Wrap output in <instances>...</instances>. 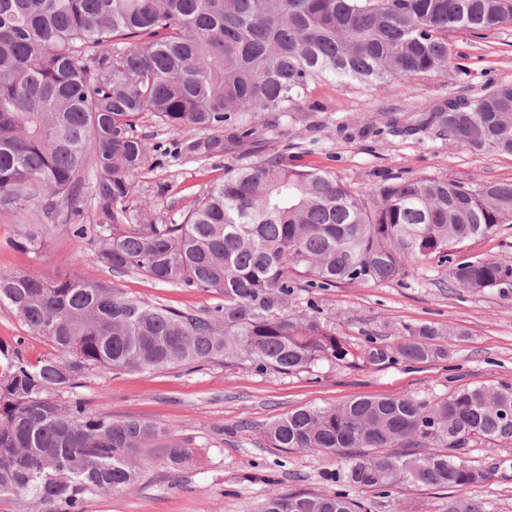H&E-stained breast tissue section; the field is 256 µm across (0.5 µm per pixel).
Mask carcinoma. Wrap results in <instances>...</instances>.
<instances>
[{
  "instance_id": "obj_1",
  "label": "carcinoma",
  "mask_w": 512,
  "mask_h": 512,
  "mask_svg": "<svg viewBox=\"0 0 512 512\" xmlns=\"http://www.w3.org/2000/svg\"><path fill=\"white\" fill-rule=\"evenodd\" d=\"M508 24L512 0H0V212L24 228L10 244L36 249L65 224L99 245L115 278L136 271L224 297L199 315L144 302L113 281L0 274V305L55 349L30 364L0 344V499L84 512L89 498L138 483L139 450L168 430L61 400L94 370L243 361L291 374L350 363L356 353L316 307L289 309L300 276L310 288L382 283L436 259L448 262L456 288L512 286L510 265L451 258L512 222V182L418 177L358 189L279 152L227 171L180 224H157L130 205L150 159L166 153L138 132L145 113L173 133L211 132L183 146L206 161L252 136L241 114L293 112L309 85L328 77L376 89L446 76L456 68L449 31ZM390 123L410 135L434 126L473 154L512 155V85L429 113H394ZM455 337L408 325L399 342L364 354L374 364L392 354L445 359ZM266 436L275 448L348 459L327 481L383 495L402 483L451 488L444 512H483L468 489L486 473L467 455L479 440L512 444V383H475L432 404L400 396L305 407L272 421ZM258 512L369 508L344 491L271 493Z\"/></svg>"
}]
</instances>
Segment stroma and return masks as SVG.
<instances>
[{"label": "stroma", "mask_w": 512, "mask_h": 512, "mask_svg": "<svg viewBox=\"0 0 512 512\" xmlns=\"http://www.w3.org/2000/svg\"><path fill=\"white\" fill-rule=\"evenodd\" d=\"M448 40L461 56L452 76L395 79L379 89L329 79L310 85L302 106L269 122L250 112L251 140L232 145L206 162L182 157L148 167L137 179L131 206L157 202V223L181 222L198 196L220 183L227 170L267 154L288 151L295 163L321 167L355 186H377L397 179L448 177L483 184L512 181V156L488 150L474 155L428 133L406 137L387 127L394 112H427L442 100L512 83V26L479 38L454 30ZM14 215H0V274L25 272L59 277L110 279L94 245H76L63 225H55L40 251L9 247L17 234ZM457 260L491 258L512 265V224L469 240ZM118 283L129 295L183 311L215 306L217 294L173 288L131 273ZM316 304L322 321L352 343L354 365L318 363L294 374L260 372L247 363H210L152 372L102 370L75 388L88 409L115 418H137L169 427L170 435L142 449L148 462L141 481L125 493L87 500L86 512H256L268 494L330 493L335 484L325 472L344 459L316 451L272 447L267 425L300 407L343 404L358 396H404L437 401L480 382H512V288L467 292L448 286V266L432 262L407 276L384 283H343L305 288L291 300L293 309ZM433 323L460 337L447 358L426 363L401 359L371 363L362 357L368 344L398 342L403 326ZM0 343L29 362L52 354L48 340L33 334L10 308L0 306ZM179 443L193 449L192 459L171 464L164 447ZM471 466L488 474L470 487L484 512H512V445L481 441L468 456ZM350 498L371 512H442L448 492L399 485L386 495L348 488Z\"/></svg>", "instance_id": "obj_1"}]
</instances>
